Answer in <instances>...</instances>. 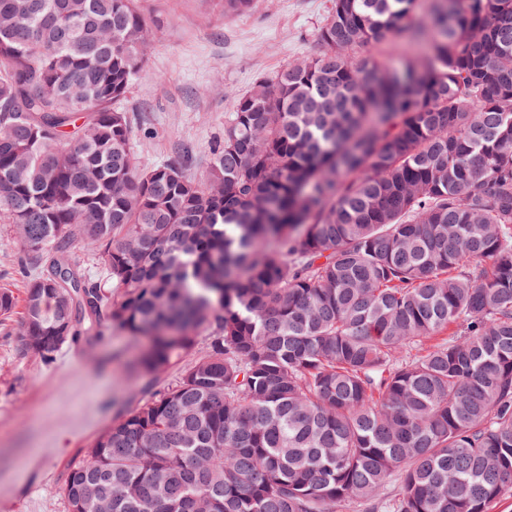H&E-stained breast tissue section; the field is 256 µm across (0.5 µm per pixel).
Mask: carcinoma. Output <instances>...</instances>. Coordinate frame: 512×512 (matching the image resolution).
<instances>
[{
  "mask_svg": "<svg viewBox=\"0 0 512 512\" xmlns=\"http://www.w3.org/2000/svg\"><path fill=\"white\" fill-rule=\"evenodd\" d=\"M151 35L138 0H0L23 354L103 321L159 375L206 333L71 465L69 512H490L512 492V0H332L200 178L136 161ZM400 48L399 71L371 53Z\"/></svg>",
  "mask_w": 512,
  "mask_h": 512,
  "instance_id": "carcinoma-1",
  "label": "carcinoma"
}]
</instances>
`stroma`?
<instances>
[{"label": "stroma", "instance_id": "1", "mask_svg": "<svg viewBox=\"0 0 512 512\" xmlns=\"http://www.w3.org/2000/svg\"><path fill=\"white\" fill-rule=\"evenodd\" d=\"M152 29L145 74L127 106L143 133L140 165L190 152V173L207 168L224 135L233 97L288 62L314 55L316 30L331 0H254L227 14L217 0H139ZM22 249L0 223V288L22 296ZM20 313L0 317V512H69L62 489L84 448L144 399L142 389L173 383L180 367L142 374L146 346L118 326L87 333L49 364L20 351Z\"/></svg>", "mask_w": 512, "mask_h": 512}]
</instances>
